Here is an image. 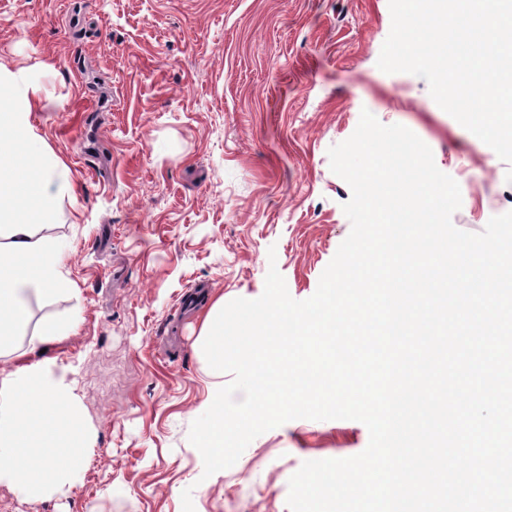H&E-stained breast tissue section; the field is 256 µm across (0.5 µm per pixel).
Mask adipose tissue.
Here are the masks:
<instances>
[{
  "mask_svg": "<svg viewBox=\"0 0 512 512\" xmlns=\"http://www.w3.org/2000/svg\"><path fill=\"white\" fill-rule=\"evenodd\" d=\"M22 81L21 71L0 64V348L26 325L30 295L53 298L71 289L55 239L35 227L53 219L73 183L34 133L38 101Z\"/></svg>",
  "mask_w": 512,
  "mask_h": 512,
  "instance_id": "1",
  "label": "adipose tissue"
}]
</instances>
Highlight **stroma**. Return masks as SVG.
I'll return each mask as SVG.
<instances>
[{
    "mask_svg": "<svg viewBox=\"0 0 512 512\" xmlns=\"http://www.w3.org/2000/svg\"><path fill=\"white\" fill-rule=\"evenodd\" d=\"M390 29L389 0H0V63L24 69L74 185L36 227L73 289L32 296L0 370L67 368L92 438L65 493L0 484V512H182L187 489L195 512H289L303 462L367 447L361 422L296 419L207 477L188 434L215 301L258 298L273 266L308 299L349 234L328 150L362 110L431 148L461 189L457 229L512 211V165L425 79L378 68ZM50 322L73 329L34 348Z\"/></svg>",
    "mask_w": 512,
    "mask_h": 512,
    "instance_id": "stroma-1",
    "label": "stroma"
}]
</instances>
